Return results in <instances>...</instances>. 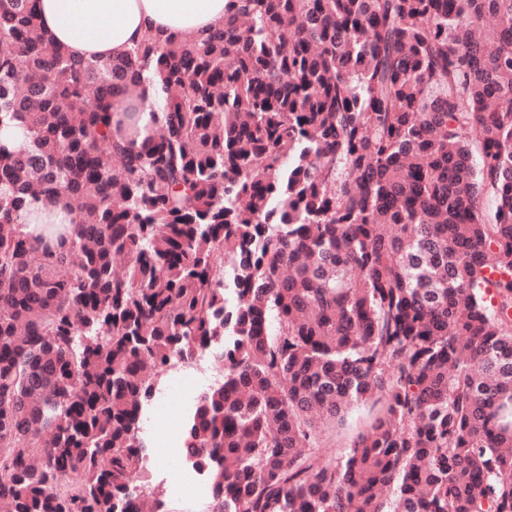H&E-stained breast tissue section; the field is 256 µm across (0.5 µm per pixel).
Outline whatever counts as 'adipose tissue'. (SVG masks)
Returning a JSON list of instances; mask_svg holds the SVG:
<instances>
[{
    "mask_svg": "<svg viewBox=\"0 0 512 512\" xmlns=\"http://www.w3.org/2000/svg\"><path fill=\"white\" fill-rule=\"evenodd\" d=\"M226 0H36L47 34L72 56L107 61L148 33L204 36L224 24Z\"/></svg>",
    "mask_w": 512,
    "mask_h": 512,
    "instance_id": "ef3b65f1",
    "label": "adipose tissue"
}]
</instances>
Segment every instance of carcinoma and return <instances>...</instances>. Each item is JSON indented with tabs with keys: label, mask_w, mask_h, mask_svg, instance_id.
<instances>
[{
	"label": "carcinoma",
	"mask_w": 512,
	"mask_h": 512,
	"mask_svg": "<svg viewBox=\"0 0 512 512\" xmlns=\"http://www.w3.org/2000/svg\"><path fill=\"white\" fill-rule=\"evenodd\" d=\"M207 351L209 512H512V0H228L109 62L0 0V512H139L145 408ZM156 96V86L154 84L145 83L141 88L139 96L122 99L119 107L114 111L120 113L133 111L137 112L139 115V129L141 130V135L135 139L133 144L131 143L130 136H115L116 140L123 146L129 149L138 148L147 135V131L154 127L158 112L155 101ZM153 112H156V114H153ZM368 414V407L354 408L348 413L344 426L336 425V430L322 428L319 441L324 454L327 457H340L349 448L356 434L365 427Z\"/></svg>",
	"instance_id": "carcinoma-1"
}]
</instances>
